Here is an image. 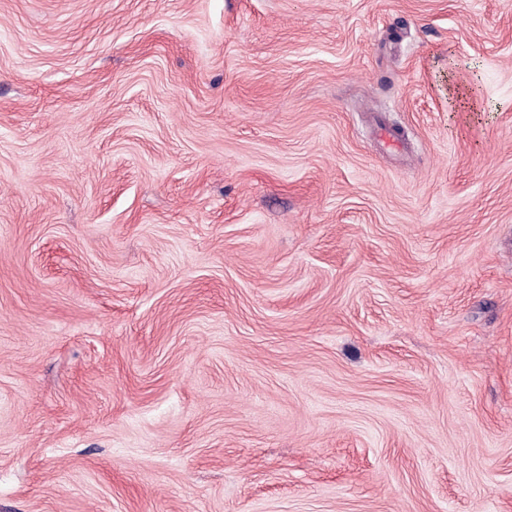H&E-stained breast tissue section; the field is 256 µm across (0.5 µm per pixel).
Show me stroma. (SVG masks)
<instances>
[{
	"label": "stroma",
	"instance_id": "obj_1",
	"mask_svg": "<svg viewBox=\"0 0 512 512\" xmlns=\"http://www.w3.org/2000/svg\"><path fill=\"white\" fill-rule=\"evenodd\" d=\"M0 512H512V0H0Z\"/></svg>",
	"mask_w": 512,
	"mask_h": 512
}]
</instances>
